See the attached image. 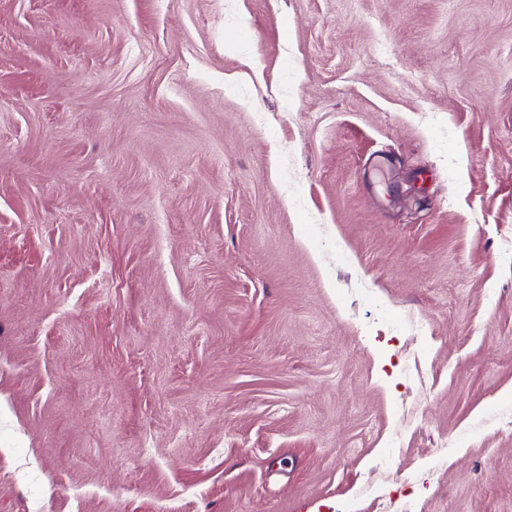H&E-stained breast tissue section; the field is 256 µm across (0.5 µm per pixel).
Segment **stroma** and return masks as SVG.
<instances>
[{"instance_id": "stroma-1", "label": "stroma", "mask_w": 512, "mask_h": 512, "mask_svg": "<svg viewBox=\"0 0 512 512\" xmlns=\"http://www.w3.org/2000/svg\"><path fill=\"white\" fill-rule=\"evenodd\" d=\"M512 512V0H0V512Z\"/></svg>"}]
</instances>
